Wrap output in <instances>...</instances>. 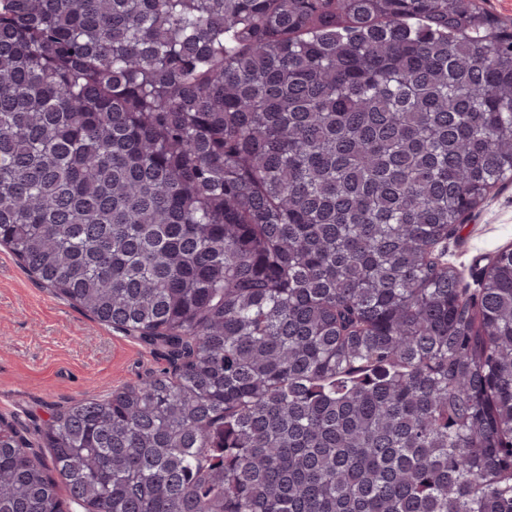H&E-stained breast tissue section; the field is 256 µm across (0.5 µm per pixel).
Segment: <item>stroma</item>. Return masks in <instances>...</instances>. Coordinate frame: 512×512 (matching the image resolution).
Segmentation results:
<instances>
[{
	"instance_id": "35a3bbf8",
	"label": "stroma",
	"mask_w": 512,
	"mask_h": 512,
	"mask_svg": "<svg viewBox=\"0 0 512 512\" xmlns=\"http://www.w3.org/2000/svg\"><path fill=\"white\" fill-rule=\"evenodd\" d=\"M512 246V185L493 190L449 237L446 260L468 291L495 253ZM162 352L99 323L42 286L0 245V413L29 426L166 368Z\"/></svg>"
}]
</instances>
